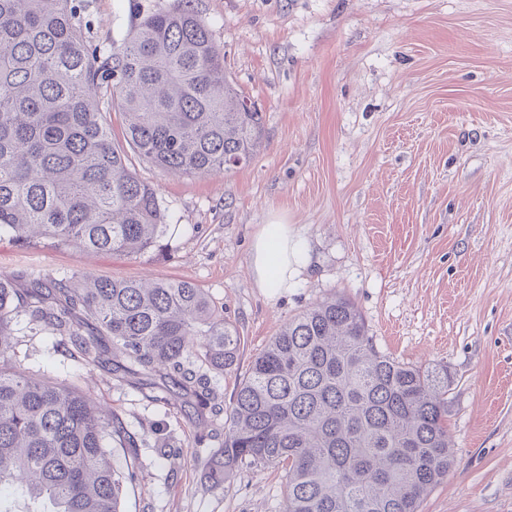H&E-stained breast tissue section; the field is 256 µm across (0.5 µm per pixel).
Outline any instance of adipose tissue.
<instances>
[{"mask_svg": "<svg viewBox=\"0 0 512 512\" xmlns=\"http://www.w3.org/2000/svg\"><path fill=\"white\" fill-rule=\"evenodd\" d=\"M268 241L269 236L264 231L254 239L251 256L254 283L260 288L271 283L281 288L290 287L296 274L305 266L306 255L298 248L288 226L280 228L278 257H270Z\"/></svg>", "mask_w": 512, "mask_h": 512, "instance_id": "adipose-tissue-1", "label": "adipose tissue"}]
</instances>
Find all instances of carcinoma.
<instances>
[{
	"mask_svg": "<svg viewBox=\"0 0 512 512\" xmlns=\"http://www.w3.org/2000/svg\"><path fill=\"white\" fill-rule=\"evenodd\" d=\"M190 2L134 22L103 52L86 38L84 0H0V241L135 259L163 247L170 216L112 142L104 90L128 143L164 173L253 160L262 113ZM21 315L87 368L158 377L197 415L226 416L209 482L224 486L246 459L281 466L282 512H420L454 465L448 367L380 353L343 296L291 318L226 407L215 376L237 363L241 336L194 283L21 271L0 274V490L32 512H122L136 471H115L111 448L138 439L82 387L7 358Z\"/></svg>",
	"mask_w": 512,
	"mask_h": 512,
	"instance_id": "obj_1",
	"label": "carcinoma"
}]
</instances>
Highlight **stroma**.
Returning a JSON list of instances; mask_svg holds the SVG:
<instances>
[{"label": "stroma", "instance_id": "35a3bbf8", "mask_svg": "<svg viewBox=\"0 0 512 512\" xmlns=\"http://www.w3.org/2000/svg\"><path fill=\"white\" fill-rule=\"evenodd\" d=\"M92 44L179 0H87ZM224 71L263 114L253 162L179 177L127 152L176 229L130 259L0 242V273L152 276L203 288L237 326L230 401L289 318L334 294L375 348L454 377L455 465L422 512H512V0H193ZM286 224L309 263L291 288L256 287L261 230ZM16 361L62 382L88 378L139 439L125 512H280L285 472L242 462L206 479L223 435L151 385L88 371L17 323Z\"/></svg>", "mask_w": 512, "mask_h": 512}]
</instances>
